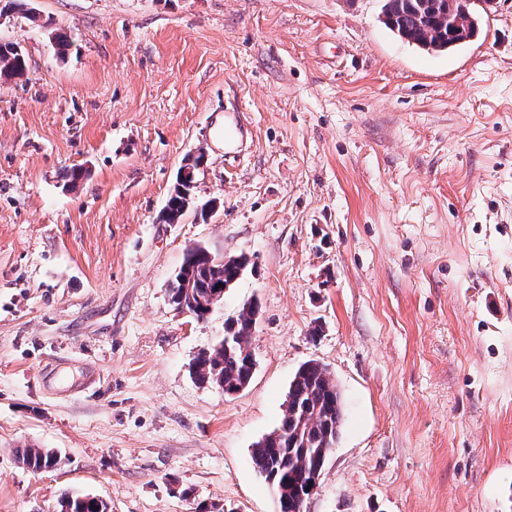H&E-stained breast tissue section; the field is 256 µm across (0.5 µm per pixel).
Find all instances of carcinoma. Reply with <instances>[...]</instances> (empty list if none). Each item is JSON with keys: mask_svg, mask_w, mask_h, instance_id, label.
Instances as JSON below:
<instances>
[{"mask_svg": "<svg viewBox=\"0 0 512 512\" xmlns=\"http://www.w3.org/2000/svg\"><path fill=\"white\" fill-rule=\"evenodd\" d=\"M383 14L391 32L431 54L450 52L457 42H470L481 32L477 0H385ZM27 70L22 49L12 42H0V80L21 79ZM197 180L196 176L176 175L160 221L179 222L194 204ZM201 251L200 247L188 250L170 284L173 305L187 309L196 319L211 313L220 303L214 296L224 287L231 288L249 265L243 254L217 264ZM257 313V306H243L226 323L233 330L231 342L226 345L221 340L198 354L193 371L200 383H222L227 395L248 386L254 367L249 344ZM342 424L341 393L328 369L316 360L304 362L290 383L280 425L252 450L255 467L275 492L279 512H301L306 488L317 469L324 467L326 446L339 436ZM53 457L45 448H21L17 455L33 471L46 468ZM58 512H110V507L100 499L67 495L58 502Z\"/></svg>", "mask_w": 512, "mask_h": 512, "instance_id": "carcinoma-1", "label": "carcinoma"}]
</instances>
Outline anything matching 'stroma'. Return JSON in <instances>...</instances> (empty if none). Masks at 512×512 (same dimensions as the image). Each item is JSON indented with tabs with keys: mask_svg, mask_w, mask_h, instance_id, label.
<instances>
[{
	"mask_svg": "<svg viewBox=\"0 0 512 512\" xmlns=\"http://www.w3.org/2000/svg\"><path fill=\"white\" fill-rule=\"evenodd\" d=\"M31 5L0 11V512H278L252 448L309 360L344 421L306 512H512V0L437 56L383 0ZM194 245L250 260L200 320L168 292ZM250 302L227 396L190 367ZM28 70L26 55L12 42H0V80L21 79ZM193 162L187 165H181L176 175V182L174 185L173 192L169 196L166 205L161 211L160 221L165 224H176L185 212L194 204V189L198 180L197 165L201 160H204V155L200 154L193 157ZM195 169L193 178H183L181 171L184 168ZM53 457L54 453L45 448H21L17 455L18 461L33 471L46 468ZM58 512H110L107 502L80 496H64L58 502Z\"/></svg>",
	"mask_w": 512,
	"mask_h": 512,
	"instance_id": "1",
	"label": "stroma"
}]
</instances>
